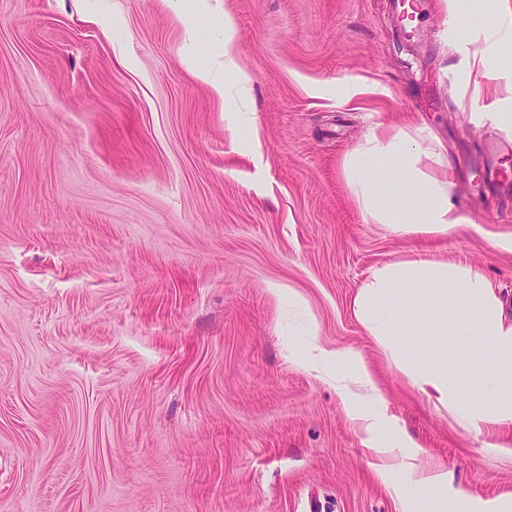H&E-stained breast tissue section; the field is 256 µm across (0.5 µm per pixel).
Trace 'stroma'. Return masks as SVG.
Listing matches in <instances>:
<instances>
[{
  "mask_svg": "<svg viewBox=\"0 0 512 512\" xmlns=\"http://www.w3.org/2000/svg\"><path fill=\"white\" fill-rule=\"evenodd\" d=\"M251 77L234 123L224 19ZM441 0H0V512H400L309 332L359 351L388 412L473 497L512 460L430 407L357 321L371 267L419 251L512 304V135L464 98ZM426 123L468 224L365 223L364 133Z\"/></svg>",
  "mask_w": 512,
  "mask_h": 512,
  "instance_id": "35a3bbf8",
  "label": "stroma"
}]
</instances>
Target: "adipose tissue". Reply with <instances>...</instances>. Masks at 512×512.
Listing matches in <instances>:
<instances>
[{
	"instance_id": "adipose-tissue-1",
	"label": "adipose tissue",
	"mask_w": 512,
	"mask_h": 512,
	"mask_svg": "<svg viewBox=\"0 0 512 512\" xmlns=\"http://www.w3.org/2000/svg\"><path fill=\"white\" fill-rule=\"evenodd\" d=\"M450 24L481 18L483 38L468 52L466 90L472 99L494 93L503 103L486 118L512 134V80L494 89L479 76L512 70V0H442ZM498 49L489 57L488 45ZM347 187L367 223L399 236L445 237L468 216L455 200L456 180L445 144L424 124H377L343 162ZM356 319L387 361L436 409L465 432L481 436L512 426V315L481 271L422 255L373 266L353 301ZM303 367L335 380L354 413L361 446L381 474L403 471L409 487L394 486L401 512H512V493L480 501L449 488L440 465L419 461L413 440L388 416L361 354L328 350L310 338Z\"/></svg>"
}]
</instances>
